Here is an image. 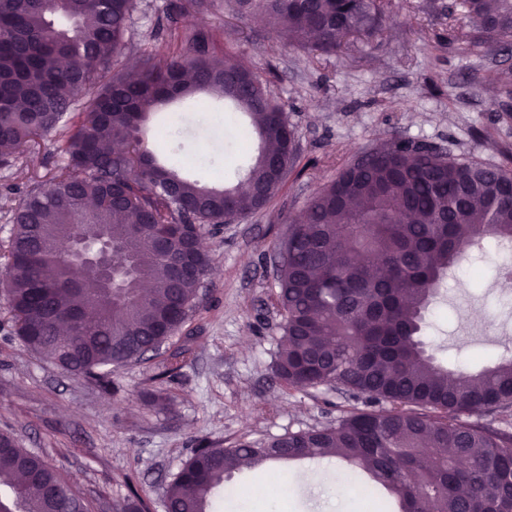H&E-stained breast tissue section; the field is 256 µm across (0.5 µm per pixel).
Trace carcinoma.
Instances as JSON below:
<instances>
[{"label": "carcinoma", "mask_w": 512, "mask_h": 512, "mask_svg": "<svg viewBox=\"0 0 512 512\" xmlns=\"http://www.w3.org/2000/svg\"><path fill=\"white\" fill-rule=\"evenodd\" d=\"M288 44L334 54L352 34L380 31L381 0H233ZM477 28L463 50L512 35V0H464ZM208 0L170 4L154 37L178 42L165 61L145 52L127 80L122 49L136 0H0V168L55 133L61 165L12 211L0 246L15 337L60 369L97 381L156 352L196 306L200 279L174 284L177 251L152 237L178 224L189 236L256 213L279 191L277 163L295 127L268 80L216 54L208 31L179 23ZM206 92L244 113L258 138L248 189L208 188L142 148L156 107ZM318 187L278 244L283 347L273 375L288 391L332 386L361 399L334 423L226 448L204 443L165 489L167 512H209L236 470L281 459L338 458L395 496L399 512H512V359L472 374L440 363L425 341L426 312L448 271L485 242L512 244V169L393 139L371 147ZM112 238L124 268L112 298L93 277L74 285L77 256L57 241ZM67 334L61 335V327ZM483 410L500 423L471 424ZM0 512H88L41 455L0 432Z\"/></svg>", "instance_id": "1"}]
</instances>
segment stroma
Listing matches in <instances>:
<instances>
[{"mask_svg":"<svg viewBox=\"0 0 512 512\" xmlns=\"http://www.w3.org/2000/svg\"><path fill=\"white\" fill-rule=\"evenodd\" d=\"M170 0H140L124 53L140 63L144 51L169 55L150 33ZM386 18L372 39H349L334 55L288 46L265 21L242 20L230 0L189 13L184 31L219 33L217 52L264 75L295 125L299 148L282 189L262 211L206 233L213 270L200 304L172 343L114 369L104 383L63 372L27 350L13 335L0 293V430L41 454L90 512L113 507L137 491L149 512H165L164 491L200 441L231 445L240 437L266 440L320 427L356 402L328 386L284 391L272 365L280 348L276 247L312 192L373 143L400 138L426 142L459 157L512 164V119L501 118L512 91V44L490 41L460 52L450 30L467 20L459 0H386ZM203 109L177 100L150 114L144 147L185 174L214 187L236 185L255 138H243L246 119L223 103L198 96ZM57 160L54 135L28 147L15 167L0 170V242L23 191ZM493 247L452 271L426 314V336L438 360L477 372L507 356L512 337V286L496 278ZM158 394V405L144 396ZM346 463L285 460L243 469L231 502L211 512H364L349 495L328 497ZM285 475V482L273 479ZM273 495L258 498V485Z\"/></svg>","mask_w":512,"mask_h":512,"instance_id":"stroma-1","label":"stroma"}]
</instances>
